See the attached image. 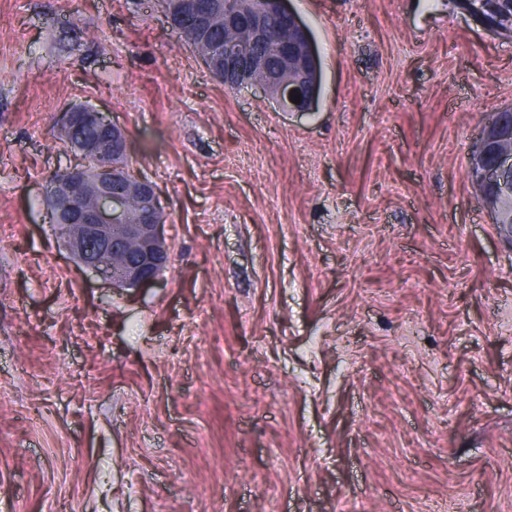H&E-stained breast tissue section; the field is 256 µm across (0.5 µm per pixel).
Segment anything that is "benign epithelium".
<instances>
[{"label": "benign epithelium", "instance_id": "7a95c632", "mask_svg": "<svg viewBox=\"0 0 512 512\" xmlns=\"http://www.w3.org/2000/svg\"><path fill=\"white\" fill-rule=\"evenodd\" d=\"M242 0H224V27L234 40L215 41L203 58L207 68L224 72V86L260 87L288 112L307 107L291 101L303 93L317 60L308 30L284 0L277 57L256 52L269 40L263 12L246 10ZM211 10H194L182 31L207 37ZM56 134L79 155V162L56 171L47 184L51 221L61 229L62 246L80 266L90 268L117 288L153 283L169 263L161 193L155 182L117 159L128 155L126 131L95 108L78 104L59 114ZM468 175L493 212L497 229L512 241V108L493 113L475 144Z\"/></svg>", "mask_w": 512, "mask_h": 512}]
</instances>
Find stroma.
I'll return each mask as SVG.
<instances>
[{"label": "stroma", "mask_w": 512, "mask_h": 512, "mask_svg": "<svg viewBox=\"0 0 512 512\" xmlns=\"http://www.w3.org/2000/svg\"><path fill=\"white\" fill-rule=\"evenodd\" d=\"M286 5L308 112L227 91L157 0H0V512H512V244L468 177L512 33ZM74 104L162 191L151 285L50 222Z\"/></svg>", "instance_id": "35a3bbf8"}]
</instances>
